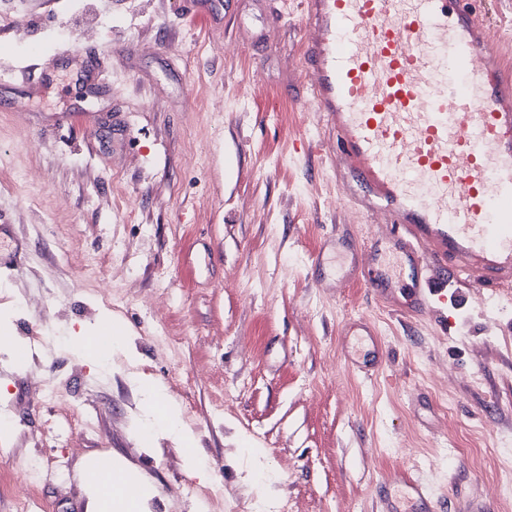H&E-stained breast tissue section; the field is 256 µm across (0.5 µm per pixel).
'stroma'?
Masks as SVG:
<instances>
[{"label":"stroma","instance_id":"35a3bbf8","mask_svg":"<svg viewBox=\"0 0 512 512\" xmlns=\"http://www.w3.org/2000/svg\"><path fill=\"white\" fill-rule=\"evenodd\" d=\"M298 0H0V512L41 461L45 512H87L89 461L120 462L144 512H504L512 464V298L392 311L336 284V236L397 225L352 203L292 67ZM42 93L30 97L31 85ZM84 116L61 125L60 114ZM111 318L113 367L58 341ZM370 321L380 369L349 363ZM52 401L33 402L40 375ZM163 385L205 476L145 409ZM90 410L57 439L56 415Z\"/></svg>","mask_w":512,"mask_h":512}]
</instances>
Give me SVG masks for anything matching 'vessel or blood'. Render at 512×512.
Wrapping results in <instances>:
<instances>
[{"mask_svg":"<svg viewBox=\"0 0 512 512\" xmlns=\"http://www.w3.org/2000/svg\"><path fill=\"white\" fill-rule=\"evenodd\" d=\"M305 90L366 215L401 225L410 278L512 288V56L483 0H301ZM382 238L345 278L393 303Z\"/></svg>","mask_w":512,"mask_h":512,"instance_id":"vessel-or-blood-1","label":"vessel or blood"}]
</instances>
